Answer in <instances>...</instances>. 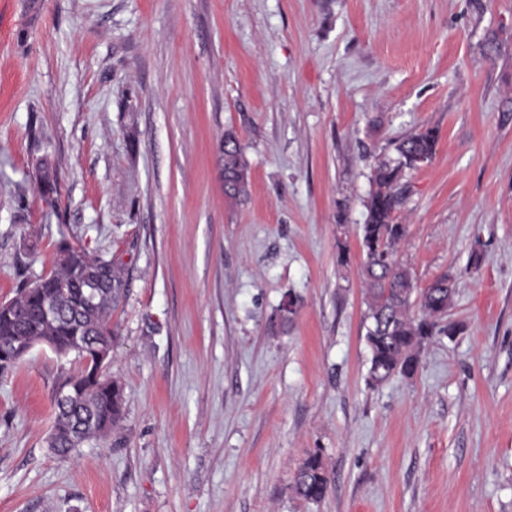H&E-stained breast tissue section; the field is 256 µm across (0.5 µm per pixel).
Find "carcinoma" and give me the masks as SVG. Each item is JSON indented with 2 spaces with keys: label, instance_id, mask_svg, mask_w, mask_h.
Listing matches in <instances>:
<instances>
[{
  "label": "carcinoma",
  "instance_id": "obj_1",
  "mask_svg": "<svg viewBox=\"0 0 512 512\" xmlns=\"http://www.w3.org/2000/svg\"><path fill=\"white\" fill-rule=\"evenodd\" d=\"M437 132L427 127L399 140L396 157L383 160L371 174L373 189L365 201L361 247L365 253L362 276L367 285L365 340L370 354L369 378L380 384L402 374L413 375L423 342L433 336L448 314L455 289L444 274L428 287L419 289L409 268L396 259L407 236V225L398 216L403 204L407 172L431 161L436 151ZM224 171V195L238 199L247 194V163L233 135L220 146ZM36 179L46 195L56 189V173L48 162L36 168ZM99 278L95 300L87 304L82 289L89 278ZM127 287L125 268L97 251L74 248L66 242L58 247L53 269L24 284L16 298L0 304V350L11 358L0 364L6 373L33 347L46 345L60 356L76 354L81 368L61 375L55 387H65L75 399L53 401L54 420L48 445L66 458L89 440L106 436L122 413L121 384L106 376L88 380L85 373L95 365L87 342L112 336V313L118 308ZM50 304L56 317L47 321L42 308ZM296 311V299L287 294L278 307L273 326L285 328ZM329 487V475L322 454H309L297 469L293 492L300 499L322 500Z\"/></svg>",
  "mask_w": 512,
  "mask_h": 512
}]
</instances>
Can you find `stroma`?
Wrapping results in <instances>:
<instances>
[{
    "instance_id": "1",
    "label": "stroma",
    "mask_w": 512,
    "mask_h": 512,
    "mask_svg": "<svg viewBox=\"0 0 512 512\" xmlns=\"http://www.w3.org/2000/svg\"><path fill=\"white\" fill-rule=\"evenodd\" d=\"M427 127L398 256L417 287L455 276L457 332L373 385L364 202ZM63 240L128 273L123 416L56 456L79 361L34 347L0 376V512H512V0H0V302ZM224 171V195L238 199L247 194V163L233 135L227 134L220 146ZM293 492L300 499L312 502L322 500L329 487V475L320 451L315 450L297 469Z\"/></svg>"
}]
</instances>
